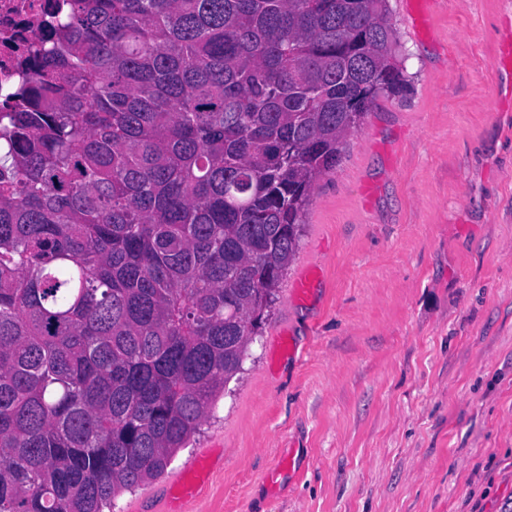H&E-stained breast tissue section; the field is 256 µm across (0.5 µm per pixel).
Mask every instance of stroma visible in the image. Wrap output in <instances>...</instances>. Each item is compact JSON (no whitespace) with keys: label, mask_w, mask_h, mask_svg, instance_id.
Returning a JSON list of instances; mask_svg holds the SVG:
<instances>
[{"label":"stroma","mask_w":512,"mask_h":512,"mask_svg":"<svg viewBox=\"0 0 512 512\" xmlns=\"http://www.w3.org/2000/svg\"><path fill=\"white\" fill-rule=\"evenodd\" d=\"M389 8L404 90L315 182L213 416L112 512H512V0Z\"/></svg>","instance_id":"1"}]
</instances>
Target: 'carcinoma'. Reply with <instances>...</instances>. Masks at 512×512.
Instances as JSON below:
<instances>
[{
	"mask_svg": "<svg viewBox=\"0 0 512 512\" xmlns=\"http://www.w3.org/2000/svg\"><path fill=\"white\" fill-rule=\"evenodd\" d=\"M0 112V512H112L243 369L387 0H67Z\"/></svg>",
	"mask_w": 512,
	"mask_h": 512,
	"instance_id": "1",
	"label": "carcinoma"
}]
</instances>
